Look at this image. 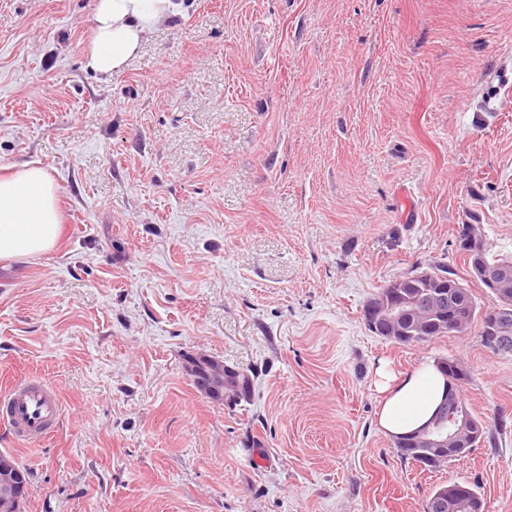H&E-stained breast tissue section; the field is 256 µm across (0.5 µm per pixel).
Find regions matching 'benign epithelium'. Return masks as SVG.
Returning <instances> with one entry per match:
<instances>
[{"label":"benign epithelium","instance_id":"benign-epithelium-1","mask_svg":"<svg viewBox=\"0 0 512 512\" xmlns=\"http://www.w3.org/2000/svg\"><path fill=\"white\" fill-rule=\"evenodd\" d=\"M464 246L473 256L482 253L485 241L476 230L474 224H463L459 227ZM480 276L489 284L490 288L501 296H506L512 289V272L508 268L489 270L478 268ZM399 291L390 290L382 296L378 304L367 309L368 322L377 327L380 313L397 301ZM441 307L440 296L433 290L422 293L417 309L430 313ZM509 309L496 308L485 318L483 339L488 347L498 352L512 348L504 331L507 330ZM218 366V362L211 357L200 354L189 357L187 372L202 393L212 397L220 394L210 380L208 369ZM443 370L448 372L447 393L439 405L433 418L421 429L416 431L411 442L421 448L420 455L426 461L432 460L440 453V449L458 444L465 437L472 435V426L466 409L459 406L457 390L465 379L463 371L456 366L443 364ZM25 484L20 472L9 463L0 460V512H21Z\"/></svg>","mask_w":512,"mask_h":512}]
</instances>
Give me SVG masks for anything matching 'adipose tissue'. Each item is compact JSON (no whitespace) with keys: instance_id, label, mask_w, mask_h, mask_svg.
I'll use <instances>...</instances> for the list:
<instances>
[{"instance_id":"1","label":"adipose tissue","mask_w":512,"mask_h":512,"mask_svg":"<svg viewBox=\"0 0 512 512\" xmlns=\"http://www.w3.org/2000/svg\"><path fill=\"white\" fill-rule=\"evenodd\" d=\"M183 12V0H99L89 52L97 71L119 69L141 48L162 18ZM59 189L39 167L0 177V260L21 261L50 252L61 233ZM378 416L389 435L417 430L434 413L446 382L434 362L421 363L401 377H386Z\"/></svg>"}]
</instances>
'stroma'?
Returning a JSON list of instances; mask_svg holds the SVG:
<instances>
[{"instance_id": "obj_1", "label": "stroma", "mask_w": 512, "mask_h": 512, "mask_svg": "<svg viewBox=\"0 0 512 512\" xmlns=\"http://www.w3.org/2000/svg\"><path fill=\"white\" fill-rule=\"evenodd\" d=\"M97 0H0V173L59 188L56 248L0 261V384L56 431L0 452L23 512H425L476 486L512 512V356L478 328L399 345L364 307L462 224L512 251V0H185L138 54L88 64ZM204 353L257 373L202 395ZM458 359L495 417L429 472L377 424L381 372ZM218 364V362L205 354L191 356L187 361V372L202 393L210 397L220 394L221 391L211 382L208 373V369H212V367H216ZM226 372L230 374V380L226 382ZM254 372L244 371L238 368L224 367V401L225 405L233 407L239 406L241 402L248 403L251 399L254 386ZM1 424L19 441H38L53 433L62 415L58 394L48 385L27 379L0 394Z\"/></svg>"}]
</instances>
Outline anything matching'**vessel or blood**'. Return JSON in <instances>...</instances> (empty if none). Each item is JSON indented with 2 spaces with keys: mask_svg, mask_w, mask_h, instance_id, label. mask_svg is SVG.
Returning a JSON list of instances; mask_svg holds the SVG:
<instances>
[{
  "mask_svg": "<svg viewBox=\"0 0 512 512\" xmlns=\"http://www.w3.org/2000/svg\"><path fill=\"white\" fill-rule=\"evenodd\" d=\"M62 415L58 394L48 385L27 379L0 393V425L14 439L37 441L53 433Z\"/></svg>",
  "mask_w": 512,
  "mask_h": 512,
  "instance_id": "obj_1",
  "label": "vessel or blood"
}]
</instances>
